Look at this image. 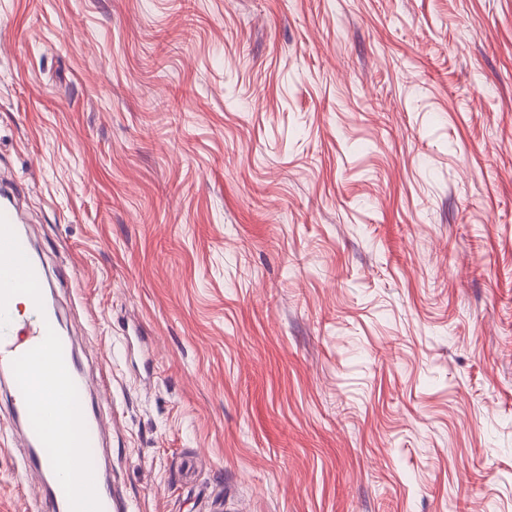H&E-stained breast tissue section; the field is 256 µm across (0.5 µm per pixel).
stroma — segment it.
<instances>
[{
    "instance_id": "35a3bbf8",
    "label": "stroma",
    "mask_w": 512,
    "mask_h": 512,
    "mask_svg": "<svg viewBox=\"0 0 512 512\" xmlns=\"http://www.w3.org/2000/svg\"><path fill=\"white\" fill-rule=\"evenodd\" d=\"M0 163L133 512H512V0H0Z\"/></svg>"
}]
</instances>
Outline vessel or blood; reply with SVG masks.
Segmentation results:
<instances>
[{
    "mask_svg": "<svg viewBox=\"0 0 512 512\" xmlns=\"http://www.w3.org/2000/svg\"><path fill=\"white\" fill-rule=\"evenodd\" d=\"M16 185L12 171L0 170V377L11 383L10 414L22 430L19 445L26 448L25 467L46 486L45 502L52 512H132L130 503L104 484L86 492L76 478L93 460L100 436L96 415L88 409L90 389L86 378L75 368L73 341L55 326L56 310L41 291L51 279L43 263L36 261L23 234L25 216L9 199ZM30 300L26 316L15 317L11 303L18 297ZM49 365L59 386L43 405L44 422L29 426L32 416V387L29 372L35 364ZM75 413L83 427V446L66 460L63 476H55V461L48 451L64 446L65 413Z\"/></svg>",
    "mask_w": 512,
    "mask_h": 512,
    "instance_id": "vessel-or-blood-1",
    "label": "vessel or blood"
}]
</instances>
